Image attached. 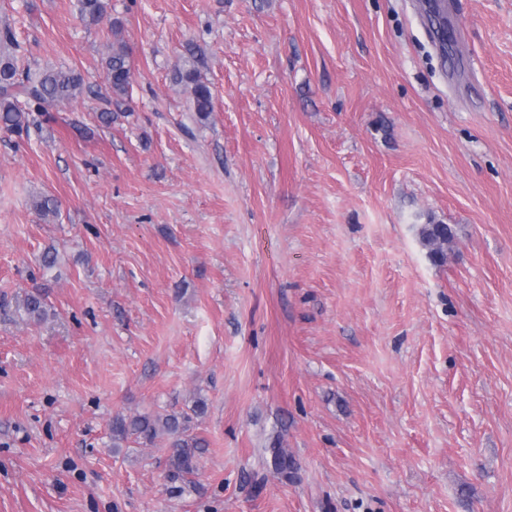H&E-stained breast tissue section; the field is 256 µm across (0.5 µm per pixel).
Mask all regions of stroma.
I'll use <instances>...</instances> for the list:
<instances>
[{
	"instance_id": "1",
	"label": "stroma",
	"mask_w": 512,
	"mask_h": 512,
	"mask_svg": "<svg viewBox=\"0 0 512 512\" xmlns=\"http://www.w3.org/2000/svg\"><path fill=\"white\" fill-rule=\"evenodd\" d=\"M436 2L0 0L19 67L94 88L0 127V512H512V0ZM172 411L188 482L112 445ZM112 50L103 59V69L108 80V104L120 107L128 97L131 80V62L129 49L121 38V29L112 25ZM175 81L184 83L191 90V105L199 120H205L213 111V97L210 87L202 81L195 68L180 70L175 74ZM420 239L429 255L442 262L447 255L448 243L452 240V232L445 224H423L419 231ZM174 414L139 415L131 419L116 417L112 421V445L119 448L122 442L134 437L142 443H153L160 435L170 436L169 464L175 477L182 479L196 473V458L204 448L202 441L186 434L187 427Z\"/></svg>"
}]
</instances>
